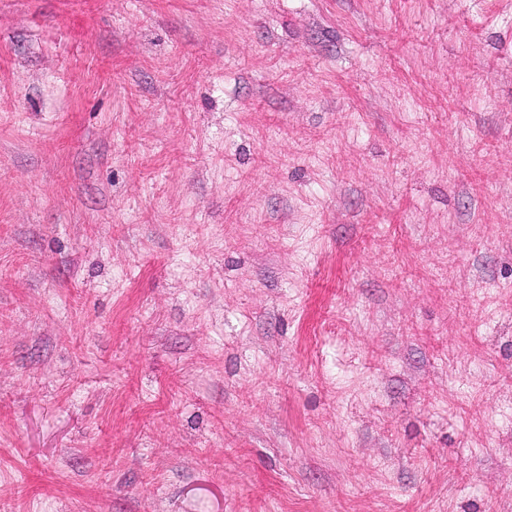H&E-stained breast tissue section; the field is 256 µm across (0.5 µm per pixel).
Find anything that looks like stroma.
I'll return each mask as SVG.
<instances>
[{"label":"stroma","mask_w":512,"mask_h":512,"mask_svg":"<svg viewBox=\"0 0 512 512\" xmlns=\"http://www.w3.org/2000/svg\"><path fill=\"white\" fill-rule=\"evenodd\" d=\"M0 512H512V0H0Z\"/></svg>","instance_id":"obj_1"}]
</instances>
